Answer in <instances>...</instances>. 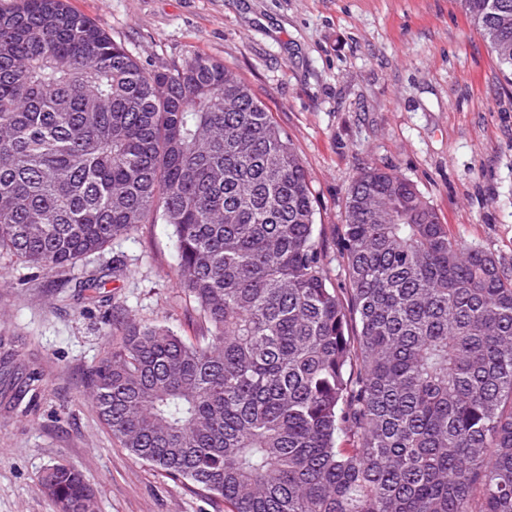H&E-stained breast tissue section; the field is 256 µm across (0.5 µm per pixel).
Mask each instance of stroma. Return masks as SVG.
<instances>
[{
    "instance_id": "stroma-1",
    "label": "stroma",
    "mask_w": 512,
    "mask_h": 512,
    "mask_svg": "<svg viewBox=\"0 0 512 512\" xmlns=\"http://www.w3.org/2000/svg\"><path fill=\"white\" fill-rule=\"evenodd\" d=\"M148 71L212 56L244 79L288 134L316 200L331 283L345 287L338 230L366 166L413 182L452 236L512 276V80L459 0H69ZM166 224L139 225L67 274L0 259V341L41 377L29 405L0 383V512H53L43 470H79L98 512H229L112 438L87 389L112 331L133 319L194 337ZM107 277L115 307L76 281Z\"/></svg>"
}]
</instances>
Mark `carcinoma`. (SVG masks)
I'll use <instances>...</instances> for the list:
<instances>
[{
    "instance_id": "carcinoma-1",
    "label": "carcinoma",
    "mask_w": 512,
    "mask_h": 512,
    "mask_svg": "<svg viewBox=\"0 0 512 512\" xmlns=\"http://www.w3.org/2000/svg\"><path fill=\"white\" fill-rule=\"evenodd\" d=\"M460 4L512 73V0ZM158 222L207 335L112 334L88 386L121 447L231 512H512L499 260L368 166L334 287L308 173L223 62L148 72L68 0L0 9V252L65 272ZM105 286L79 282L91 303ZM54 467V512H97L82 474Z\"/></svg>"
}]
</instances>
